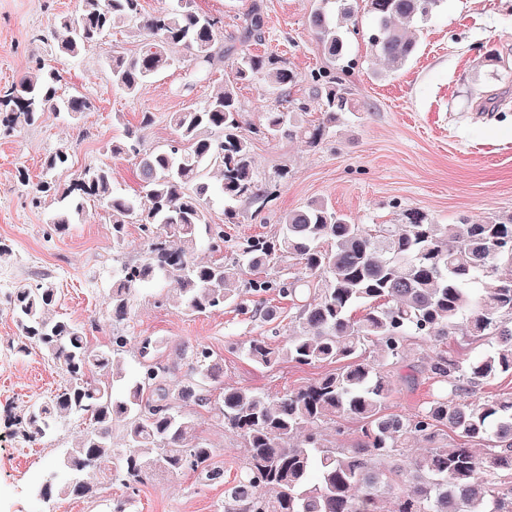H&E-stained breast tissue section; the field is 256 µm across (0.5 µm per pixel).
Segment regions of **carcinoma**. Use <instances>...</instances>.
Returning a JSON list of instances; mask_svg holds the SVG:
<instances>
[{"label":"carcinoma","mask_w":512,"mask_h":512,"mask_svg":"<svg viewBox=\"0 0 512 512\" xmlns=\"http://www.w3.org/2000/svg\"><path fill=\"white\" fill-rule=\"evenodd\" d=\"M332 0L311 17L314 36L331 60L344 57V23L354 14L348 0ZM374 33L369 43L394 71L414 54L416 38L408 26L422 23L445 0H365ZM142 0H82L78 16H58L44 39L60 53L76 57L87 47L138 20L145 36L137 55H114L112 80L127 96L137 97L153 78L175 62L178 49L189 52L195 82L208 81L215 66L232 60L235 78L261 76L284 99L299 75L275 57L255 54L262 41L264 5L252 0L238 37L221 40L214 16L190 4L145 16ZM324 85L321 121L314 128L295 125L289 106L263 113L258 132L275 139L302 132L314 145L341 122L356 104L336 88V73L311 75ZM62 75L50 64L0 94V125L10 130L31 124L46 112L73 116L88 109L78 92L58 93ZM176 138L146 151L132 129L111 152L138 159V190L117 194L112 172L87 166L63 188L68 208L53 219L56 231L70 224L71 213L89 202L106 207L112 238L121 241L126 226L138 225L146 258L125 263L112 281L108 307L112 319L128 318L140 286L161 275L178 284L173 308L205 314L238 302L239 263H203L195 259L199 240L211 248L224 242V227L210 220L211 199L224 200L227 223H234L233 203L265 201L271 185L255 174L251 140L244 133L236 85L218 84L206 104L175 112ZM68 161L61 151L45 162L43 180L31 189L39 196L55 185V172ZM253 271L288 256L303 276L281 286L267 277L252 279L256 308L275 317L261 295L271 288L296 303L298 315L282 344L252 338L233 349L263 369L283 361L336 369L297 389L272 397L251 387L225 388L220 397L192 382L173 384L168 368L143 364L130 374L126 356L130 337L116 332L103 348L90 345L84 326L56 315L57 290L47 277L12 292L13 314L28 340L57 361L68 380L46 400L13 415L12 425L27 442L46 436L63 418L88 421L82 441L60 463L66 477L51 474L36 489L50 500L84 497L92 490L84 474L112 463V481L130 488L157 471L193 472L204 481L224 478L212 465L213 450L197 436L196 424L179 403L208 406L224 426L244 441L240 475L226 490L224 512H512V394L492 400H468L474 388L512 374V215L479 222L434 224L416 209L403 211L400 224L366 228L324 201H312L285 215L275 241L263 237L239 247ZM434 346L459 336L488 341L483 355L460 361L434 351L426 370L446 384L412 416L388 411L387 402L400 376L391 367L403 359L408 337ZM374 347L378 356H367ZM192 369L207 382L224 375L223 359L206 347L191 352ZM352 418L360 423L358 441L344 448L327 445L324 425ZM122 424L124 441L112 447V426ZM458 437L410 463L399 464V448L412 438L437 442L440 431ZM391 500L389 511L381 507Z\"/></svg>","instance_id":"obj_1"}]
</instances>
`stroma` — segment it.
<instances>
[{
  "label": "stroma",
  "mask_w": 512,
  "mask_h": 512,
  "mask_svg": "<svg viewBox=\"0 0 512 512\" xmlns=\"http://www.w3.org/2000/svg\"><path fill=\"white\" fill-rule=\"evenodd\" d=\"M266 16L258 54H272L300 75L290 99L303 110V126L314 125L320 95L312 72L335 70L339 85L359 106L316 146L298 137L268 139L258 134L262 114L274 107L261 77L240 82L238 97L246 129L252 130V153L260 179L276 188L264 205L236 202L235 223L224 221V204L210 206L212 223L223 225V253L207 242L195 250L197 260L234 257L239 243L252 237L278 238L284 216L313 200H322L358 224H397L401 213L416 208L437 224L479 221L512 214V0H446L418 33L415 54L399 71L384 69L368 37L373 22L363 0H356V27L345 35L346 54L332 62L310 29L320 0H263ZM82 0H0V88L30 75L38 62L55 65L63 76L62 92L83 94L90 107L78 116L48 112L35 123L0 129V243L11 254L0 260V512H111L114 499L129 497L128 512H224V492L232 485L244 458L243 441L210 410L186 404L197 432L223 469L220 482L193 474L157 473L134 493L112 481L104 463L88 477L91 495L40 500L34 489L57 468L64 449L74 447L86 424L62 421L44 438L28 443L17 437L11 415L54 394L63 385L62 369L38 348L20 353L22 331L13 315L14 286L39 275L51 278L58 291V315L87 326L93 346L112 334L107 300L112 270L141 258L136 225L126 228L123 248H114L112 221L106 208L86 206L65 231L51 234L53 217L63 203L59 187L86 165L112 170L115 192L136 190L135 159L109 150L129 127H142L146 148L165 144L175 135L172 113L201 107L211 86L231 79V64L219 67L210 82L189 83L187 52L175 65L131 98L112 81L106 61L113 52H139L143 33L138 23L117 29L77 57L60 55L43 38L59 15H78ZM153 121L141 126L143 113ZM66 151L67 163L56 174L57 190L32 203L30 182L38 181L46 160ZM173 282L157 278L144 284L132 300V315L122 325L131 336L129 369H137L142 341H150L149 362L166 366L172 383L190 380L188 353L208 347L224 360L223 384L256 387L276 395L327 373V366L280 363L258 369L233 344L264 337L276 344L288 334L296 312L281 304L275 319L256 311L250 289H242L244 308L206 314H184L165 304ZM430 348L410 339L405 358L410 378L399 383L391 412L417 411L439 385L425 362Z\"/></svg>",
  "instance_id": "35a3bbf8"
}]
</instances>
